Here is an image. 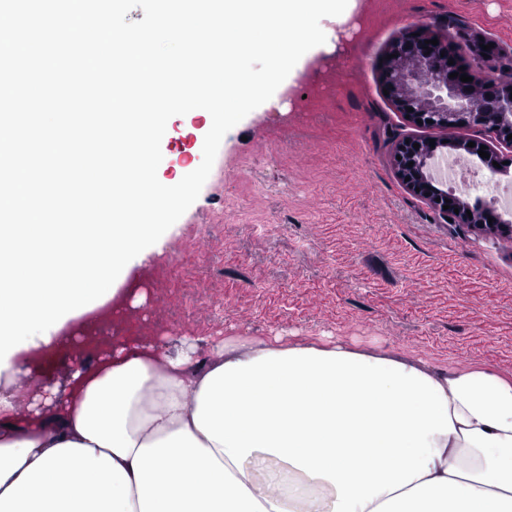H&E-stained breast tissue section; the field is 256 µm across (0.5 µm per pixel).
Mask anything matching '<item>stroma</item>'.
<instances>
[{
  "mask_svg": "<svg viewBox=\"0 0 512 512\" xmlns=\"http://www.w3.org/2000/svg\"><path fill=\"white\" fill-rule=\"evenodd\" d=\"M422 23L480 33L512 73V0H365L336 49L279 86V108L226 133L198 199L127 276L147 293L128 335L340 341L512 379V241L448 223L395 173L401 138L442 135L379 79L391 42ZM172 131L168 168L194 171L203 118Z\"/></svg>",
  "mask_w": 512,
  "mask_h": 512,
  "instance_id": "obj_1",
  "label": "stroma"
}]
</instances>
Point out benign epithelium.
<instances>
[{
    "label": "benign epithelium",
    "instance_id": "obj_1",
    "mask_svg": "<svg viewBox=\"0 0 512 512\" xmlns=\"http://www.w3.org/2000/svg\"><path fill=\"white\" fill-rule=\"evenodd\" d=\"M438 39V44H430V40ZM472 50L470 66L461 69L455 53V45L448 38L434 31L412 25L405 28L402 36L393 43L388 51L392 58L384 61L382 79L389 97L395 107L409 114V120L421 126L445 131L442 142L430 145L427 140L409 139L399 141L395 147L397 174L400 180L417 195L426 197L432 206L439 209L452 224H466L472 229L497 234L504 239L512 240V224H506L497 209L487 204L476 211L468 201L448 193L437 187L430 175V162L440 148H452L467 154H479L481 146H486L489 157L484 165L496 174L500 169L494 163H503L489 143L475 142L468 146V141L454 135V131L471 126H481L496 139L512 145V83L497 80L491 76L479 77L486 66L492 64L502 49L499 46L485 51L482 46L488 40H480L473 35L467 38ZM454 64H448V60ZM458 73L451 78L449 74ZM466 74L473 78L471 82H463L460 76ZM413 112H408V108ZM419 144L414 148L413 144ZM413 166H408V163ZM449 208H443V205ZM471 214H466V211ZM493 222H488V219Z\"/></svg>",
    "mask_w": 512,
    "mask_h": 512
}]
</instances>
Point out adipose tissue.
<instances>
[{
	"label": "adipose tissue",
	"mask_w": 512,
	"mask_h": 512,
	"mask_svg": "<svg viewBox=\"0 0 512 512\" xmlns=\"http://www.w3.org/2000/svg\"><path fill=\"white\" fill-rule=\"evenodd\" d=\"M0 371V512H512V381L383 352L119 336L46 408ZM283 469L288 487L261 481Z\"/></svg>",
	"instance_id": "adipose-tissue-1"
}]
</instances>
